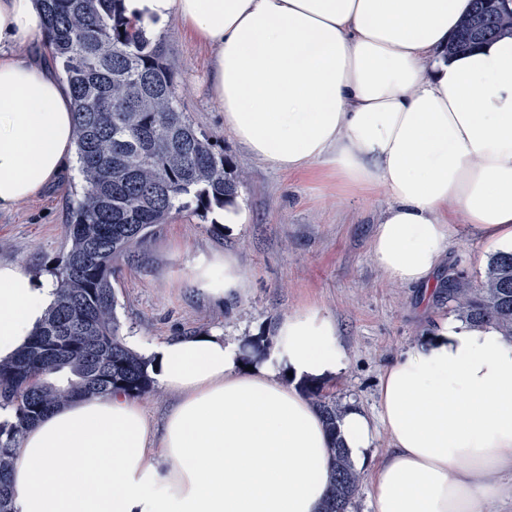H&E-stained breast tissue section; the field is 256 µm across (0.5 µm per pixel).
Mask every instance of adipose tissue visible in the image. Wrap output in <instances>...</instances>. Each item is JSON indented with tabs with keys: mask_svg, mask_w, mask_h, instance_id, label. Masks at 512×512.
Returning a JSON list of instances; mask_svg holds the SVG:
<instances>
[{
	"mask_svg": "<svg viewBox=\"0 0 512 512\" xmlns=\"http://www.w3.org/2000/svg\"><path fill=\"white\" fill-rule=\"evenodd\" d=\"M470 0H125L147 28L176 19L213 51L206 75L224 128L284 173L323 166L389 205L370 242L390 280L423 287L457 221L512 252V37L451 57ZM38 0H0V213L74 162L68 88L25 45L45 40ZM187 281L244 297L236 255L202 254ZM55 300L51 277L0 262V358ZM176 395L162 427L124 392L61 405L25 433L15 512H322L332 440L305 396L347 367L318 306L284 316L263 355L223 333L147 345ZM341 438L371 512H512V337L492 323L435 319L383 369L376 414L349 406ZM388 446L372 448L378 435Z\"/></svg>",
	"mask_w": 512,
	"mask_h": 512,
	"instance_id": "adipose-tissue-1",
	"label": "adipose tissue"
}]
</instances>
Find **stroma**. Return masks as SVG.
I'll return each instance as SVG.
<instances>
[{"label": "stroma", "instance_id": "obj_1", "mask_svg": "<svg viewBox=\"0 0 512 512\" xmlns=\"http://www.w3.org/2000/svg\"><path fill=\"white\" fill-rule=\"evenodd\" d=\"M160 41L173 71L179 107L224 154L238 183L236 200L248 224L227 233L213 214L172 212L121 260L113 286L122 338L153 342L169 336L222 330L245 342L272 338L275 323L313 303L336 319L348 357L346 373L325 391L342 406L373 410L383 367L448 313L444 299L426 303L421 287L388 280L370 257L376 224L388 205L383 191L338 194L335 178L320 172L282 173L250 157L224 129V114L208 95L203 75L209 49L177 21ZM77 168L15 210L0 214V261L50 272L65 252V226L78 197ZM234 252L249 276L244 300L216 303L190 288L184 272L202 253ZM451 263L435 276L462 273L480 284L492 254L458 231Z\"/></svg>", "mask_w": 512, "mask_h": 512}]
</instances>
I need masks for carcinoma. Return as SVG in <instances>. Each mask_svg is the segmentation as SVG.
<instances>
[{"mask_svg":"<svg viewBox=\"0 0 512 512\" xmlns=\"http://www.w3.org/2000/svg\"><path fill=\"white\" fill-rule=\"evenodd\" d=\"M47 44L62 66L73 101L82 196L66 225V254L52 269L56 301L27 344L0 359V512H14L10 474L27 429L75 399L115 390L138 397L153 388L147 362L122 340L115 316V262L142 243L172 211L224 207L237 182L180 112L163 44L124 0H40ZM512 36V10L474 0L448 44L463 53L481 41ZM444 298L472 322L512 336V254L489 262L477 289L462 275ZM334 441L325 512H348L359 477L338 441L341 412L318 386L307 389Z\"/></svg>","mask_w":512,"mask_h":512,"instance_id":"1","label":"carcinoma"}]
</instances>
